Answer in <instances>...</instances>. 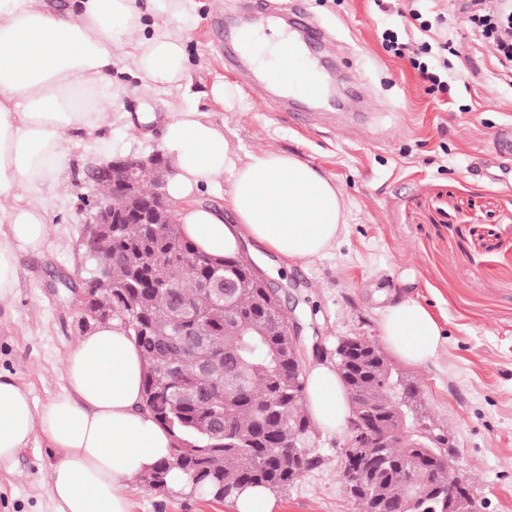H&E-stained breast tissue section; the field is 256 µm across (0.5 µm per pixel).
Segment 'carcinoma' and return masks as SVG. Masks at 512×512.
<instances>
[{"mask_svg": "<svg viewBox=\"0 0 512 512\" xmlns=\"http://www.w3.org/2000/svg\"><path fill=\"white\" fill-rule=\"evenodd\" d=\"M85 257L89 308L105 304L116 318L141 323L142 331L132 336L147 362L143 403L176 441L171 459L150 480L164 486L168 472L177 469L192 491L224 501L247 487L283 489L315 465L312 456L298 460L299 446L310 434L305 383L281 357L285 336L276 302L240 257L200 255L177 224H114ZM103 268L109 274H101ZM215 271L241 283L231 300L216 301L201 287ZM194 326L204 330L206 352L242 356L234 375L224 378L226 395L215 403L182 399L184 389L215 380L186 364L177 346ZM174 367L184 384L166 383ZM389 372L383 358L369 373L343 380L350 401L390 418L395 398ZM437 453L396 435L381 448L361 449L379 470L365 478L347 473L349 490L361 481L366 485L355 498L360 512H400L406 504L403 470L413 457ZM446 494L442 485L428 487L412 512H444Z\"/></svg>", "mask_w": 512, "mask_h": 512, "instance_id": "cac0c4a2", "label": "carcinoma"}]
</instances>
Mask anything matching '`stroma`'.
<instances>
[{
  "label": "stroma",
  "instance_id": "35a3bbf8",
  "mask_svg": "<svg viewBox=\"0 0 512 512\" xmlns=\"http://www.w3.org/2000/svg\"><path fill=\"white\" fill-rule=\"evenodd\" d=\"M186 40L189 77L155 96L154 111L195 107L211 113L239 155L259 150L296 154L332 178L347 206V226L326 255L287 266L252 255L297 319L304 369L333 363L337 342L378 340L383 310L415 300L437 317L445 343L421 366L388 357L395 379L415 391L414 415L448 436L457 478L468 481L477 512H512V156L495 151L498 130L512 125V86L502 82L489 48L477 45L457 0H307L327 35L324 74L337 91L356 85L370 98L368 120L353 123L321 113L308 121L279 112L275 98L247 76L224 67L225 12L241 0H195ZM431 22L419 28L412 10ZM397 33L418 50L425 41L452 39L446 93L429 92L409 57L394 55L382 35ZM120 97L105 104L99 141L70 132L68 190L50 202V246L19 255L15 298L0 304V369L44 405L65 385L63 362L85 334V315L73 291L86 274L80 240L87 213L80 197L95 188L87 168L103 154L146 155L159 136H144L126 115L138 111L140 81L117 61ZM221 81L239 106L215 105L208 91ZM319 462L269 496L271 512H360L341 480L345 435L313 429ZM61 458L43 438L31 440L14 462L0 464V512H54L51 467ZM131 512H232L186 491L157 492L129 484Z\"/></svg>",
  "mask_w": 512,
  "mask_h": 512
}]
</instances>
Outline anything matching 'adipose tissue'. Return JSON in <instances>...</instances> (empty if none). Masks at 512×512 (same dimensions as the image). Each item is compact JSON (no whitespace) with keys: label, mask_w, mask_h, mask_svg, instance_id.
I'll use <instances>...</instances> for the list:
<instances>
[{"label":"adipose tissue","mask_w":512,"mask_h":512,"mask_svg":"<svg viewBox=\"0 0 512 512\" xmlns=\"http://www.w3.org/2000/svg\"><path fill=\"white\" fill-rule=\"evenodd\" d=\"M194 0H0V303L18 285L16 259L49 243V197L67 185V130L97 139L104 102L119 96L117 57L131 60L139 98L179 88L187 78L186 21ZM157 128L172 161L167 191L180 208L182 235L210 256L241 248L292 264L333 249L347 224L341 190L297 155L260 150L239 156L224 128L194 108L136 113ZM231 177L228 209L202 204ZM381 340L401 361L419 366L442 346L432 311L414 300L387 306ZM147 364L120 321L99 324L65 358L66 386L43 407L0 372V462H11L34 436L62 452L52 466L55 512H130L131 480L150 476L174 440L141 408ZM305 409L318 428L338 431L349 396L331 364L307 375Z\"/></svg>","instance_id":"1"}]
</instances>
